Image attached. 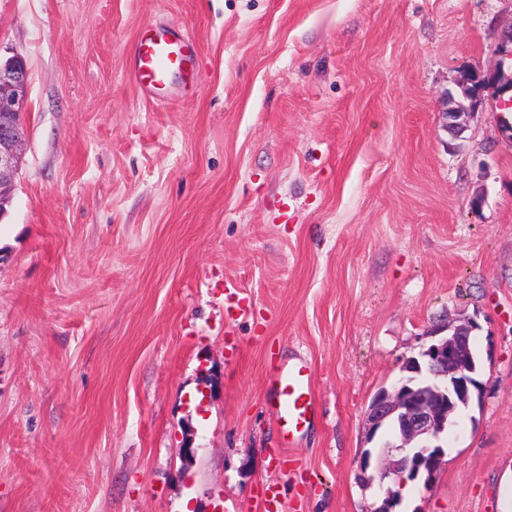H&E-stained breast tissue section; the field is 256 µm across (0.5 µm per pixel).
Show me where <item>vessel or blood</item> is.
<instances>
[{
    "label": "vessel or blood",
    "mask_w": 512,
    "mask_h": 512,
    "mask_svg": "<svg viewBox=\"0 0 512 512\" xmlns=\"http://www.w3.org/2000/svg\"><path fill=\"white\" fill-rule=\"evenodd\" d=\"M196 49L193 41L144 28L135 41L129 74L146 97L161 99L171 74L187 72ZM311 378L312 368L304 358L275 367L269 374L267 402L276 411L284 443H292L311 423L315 404Z\"/></svg>",
    "instance_id": "obj_1"
}]
</instances>
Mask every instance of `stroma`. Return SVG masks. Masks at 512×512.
Instances as JSON below:
<instances>
[{
    "mask_svg": "<svg viewBox=\"0 0 512 512\" xmlns=\"http://www.w3.org/2000/svg\"><path fill=\"white\" fill-rule=\"evenodd\" d=\"M191 36L145 98L144 26ZM512 0H0L29 70L0 216V512H367L366 408L430 330L472 321L482 399L401 512H512ZM304 356L286 457L265 401ZM193 445L196 454L185 458ZM498 56L500 59L493 70H477L461 84V94L476 103L481 100L483 92L493 89L496 107L512 112V26L501 34ZM508 93H511V97L505 99ZM311 378L312 368L304 357L275 367L269 374L266 400L276 411L282 446H289L311 424L315 404Z\"/></svg>",
    "mask_w": 512,
    "mask_h": 512,
    "instance_id": "35a3bbf8",
    "label": "stroma"
}]
</instances>
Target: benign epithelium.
<instances>
[{
    "label": "benign epithelium",
    "instance_id": "1",
    "mask_svg": "<svg viewBox=\"0 0 512 512\" xmlns=\"http://www.w3.org/2000/svg\"><path fill=\"white\" fill-rule=\"evenodd\" d=\"M498 56L494 69L477 70L461 84V94L476 103L491 89L496 106L512 111V27L501 34ZM28 78L22 56L0 59V212L13 195L26 138ZM453 102L454 96L447 95L441 117L460 129L465 112L459 105L452 106ZM476 329L477 325L469 321L435 326L432 334L438 339L406 362L404 375L391 388H381L373 396L365 415L367 437L374 439L381 428L392 423L397 432L380 450L367 449L361 455L359 479L369 484L378 482V501L372 512H397L401 493L390 483L401 486L411 480L426 487L437 478L454 415L482 394L478 362L471 350ZM375 457L379 466L373 476L367 471Z\"/></svg>",
    "mask_w": 512,
    "mask_h": 512
}]
</instances>
